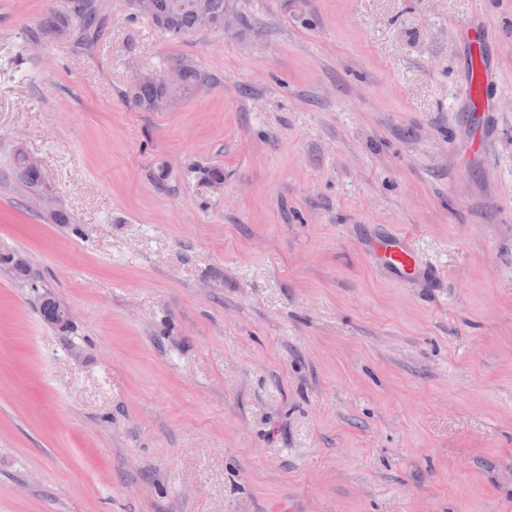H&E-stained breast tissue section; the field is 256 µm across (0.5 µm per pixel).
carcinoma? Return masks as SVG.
Instances as JSON below:
<instances>
[{
    "mask_svg": "<svg viewBox=\"0 0 512 512\" xmlns=\"http://www.w3.org/2000/svg\"><path fill=\"white\" fill-rule=\"evenodd\" d=\"M228 7V0H206L205 10L209 13L208 19H203L200 8L191 4L190 0H152V13L155 16L154 25L163 33L173 39H184L203 30L224 29V13ZM75 16L84 29L91 28L96 21V12L90 0H79L75 6ZM178 72V82L168 89H161L152 83L141 81L138 83L136 105L143 110H152V102L158 96L167 94L177 103L195 95L204 87L208 76L188 62H181L173 66ZM15 167L20 180L28 187L35 189L41 185L40 171L29 163L26 156L18 152L15 154Z\"/></svg>",
    "mask_w": 512,
    "mask_h": 512,
    "instance_id": "obj_1",
    "label": "carcinoma"
}]
</instances>
